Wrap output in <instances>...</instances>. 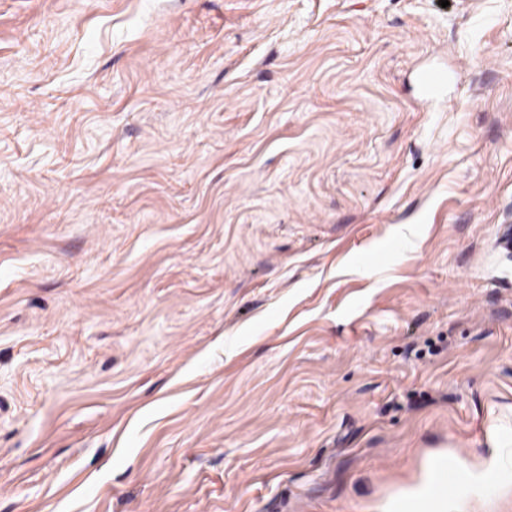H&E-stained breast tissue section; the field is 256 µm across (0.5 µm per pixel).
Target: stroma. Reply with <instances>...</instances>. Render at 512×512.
Here are the masks:
<instances>
[{
    "mask_svg": "<svg viewBox=\"0 0 512 512\" xmlns=\"http://www.w3.org/2000/svg\"><path fill=\"white\" fill-rule=\"evenodd\" d=\"M507 224L512 0H0V512L497 463ZM448 512H512V463Z\"/></svg>",
    "mask_w": 512,
    "mask_h": 512,
    "instance_id": "stroma-1",
    "label": "stroma"
}]
</instances>
